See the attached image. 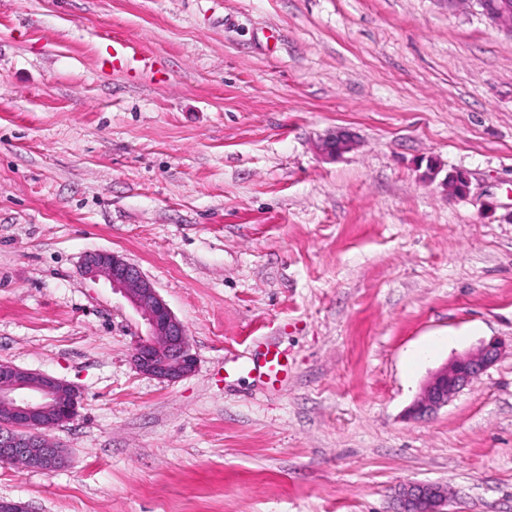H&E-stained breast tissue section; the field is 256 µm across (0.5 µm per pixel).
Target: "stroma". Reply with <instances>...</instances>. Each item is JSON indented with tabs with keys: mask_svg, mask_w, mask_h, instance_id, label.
<instances>
[{
	"mask_svg": "<svg viewBox=\"0 0 512 512\" xmlns=\"http://www.w3.org/2000/svg\"><path fill=\"white\" fill-rule=\"evenodd\" d=\"M113 35L149 66H98ZM98 250L185 325L191 374L135 368ZM269 342L275 384L245 370ZM1 362L81 395L65 466L0 464L30 512H394L410 483L512 512V34L448 0H0ZM499 347L495 341L482 344L473 352L458 356L443 369L435 372L423 393L410 408L414 419H422L448 405L461 389L478 379L497 360ZM262 356V362L258 365L259 373L274 381L287 375L288 361L276 344L268 343Z\"/></svg>",
	"mask_w": 512,
	"mask_h": 512,
	"instance_id": "obj_1",
	"label": "stroma"
}]
</instances>
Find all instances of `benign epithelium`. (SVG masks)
<instances>
[{
    "label": "benign epithelium",
    "mask_w": 512,
    "mask_h": 512,
    "mask_svg": "<svg viewBox=\"0 0 512 512\" xmlns=\"http://www.w3.org/2000/svg\"><path fill=\"white\" fill-rule=\"evenodd\" d=\"M493 25L512 31L508 15L512 6L496 9L475 0ZM352 146L341 132L330 135L323 151L338 157ZM84 272L96 279L105 277L112 291L121 293L140 312L147 334L140 338L133 358L142 372L163 381H176L190 374L196 365L185 326L179 321L140 269L109 251H94L84 259ZM498 344H482L473 352L458 356L451 365L435 372L423 393L410 408L415 419L434 414L448 405L461 389L479 378L497 360ZM79 406V394L64 381L11 363L0 365V459L20 462L35 470L58 468L63 451L46 438V432L72 420ZM399 512H447L448 487L432 483H411L397 491Z\"/></svg>",
    "instance_id": "1"
}]
</instances>
